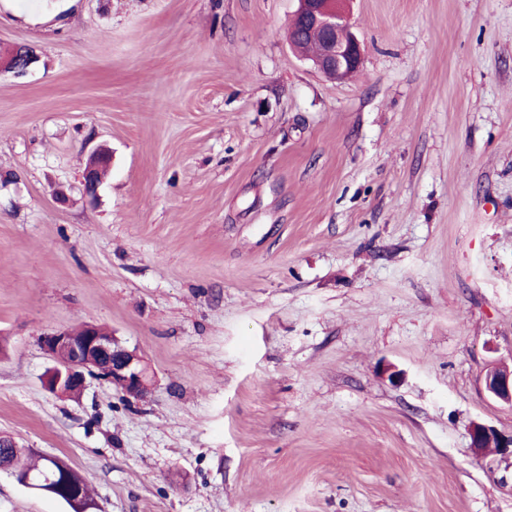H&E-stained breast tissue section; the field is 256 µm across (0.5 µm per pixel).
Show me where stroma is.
<instances>
[{"mask_svg": "<svg viewBox=\"0 0 512 512\" xmlns=\"http://www.w3.org/2000/svg\"><path fill=\"white\" fill-rule=\"evenodd\" d=\"M294 0H0V432L100 512H512V0H348L360 69ZM112 150L97 201L80 179ZM70 200L59 204L58 186ZM94 322L144 399L45 386ZM0 512H69L0 472ZM298 8L291 25L298 21L304 31L291 33L292 45L302 54L315 56L309 60L314 67L326 75L334 74L337 79H345L357 71L363 61V49L352 31L349 15L344 8L346 0H297ZM299 23L296 27L300 26ZM40 58L34 47L18 44L7 55L0 56V70L11 72L15 76H25L39 63ZM484 386L492 397L512 407V363L502 359L491 362L484 376ZM470 446L479 456H512V430L504 431L484 423L474 422L469 430ZM25 451L18 458L17 462L22 461L23 465L33 474H40L47 471L51 462L59 473L55 482L56 488L53 489L50 496L65 502L71 512H80V508H85L89 502L95 503L85 479L79 475L70 465L58 457L48 460L45 455H41L33 448H23ZM73 493L80 495V500Z\"/></svg>", "mask_w": 512, "mask_h": 512, "instance_id": "1", "label": "stroma"}]
</instances>
